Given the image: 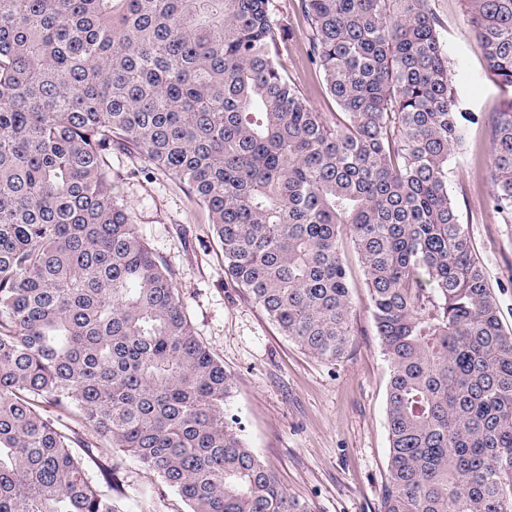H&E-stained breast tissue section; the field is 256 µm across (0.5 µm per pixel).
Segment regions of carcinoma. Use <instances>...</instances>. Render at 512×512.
Wrapping results in <instances>:
<instances>
[{
  "label": "carcinoma",
  "mask_w": 512,
  "mask_h": 512,
  "mask_svg": "<svg viewBox=\"0 0 512 512\" xmlns=\"http://www.w3.org/2000/svg\"><path fill=\"white\" fill-rule=\"evenodd\" d=\"M464 6L512 87V0ZM300 8L334 124L279 68L272 0H0V512H126L114 450L189 512H308L226 418L231 377L114 200V149L194 195L227 276L327 362L355 336L352 244L391 371L380 512H512V333L448 195L482 117L428 0ZM488 124L508 217L512 104Z\"/></svg>",
  "instance_id": "1"
}]
</instances>
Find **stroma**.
Instances as JSON below:
<instances>
[{"instance_id":"obj_1","label":"stroma","mask_w":512,"mask_h":512,"mask_svg":"<svg viewBox=\"0 0 512 512\" xmlns=\"http://www.w3.org/2000/svg\"><path fill=\"white\" fill-rule=\"evenodd\" d=\"M286 28L282 72L328 120L337 107L309 63L307 30L298 0H273ZM439 21L463 109L486 116L512 103V87L486 67L484 50L462 0H429ZM491 131L471 127L448 163V193L483 265L505 329L512 330V219L492 202ZM112 193L152 250L167 262L198 339L232 378L224 411L247 445L287 492L310 512H379L388 474L386 399L390 366L367 311L362 265L350 256L357 308L352 345L336 362L315 359L288 340L224 272V255L207 212L176 180L150 169L136 153L113 151ZM112 465L127 512H188L176 491L135 458L114 452Z\"/></svg>"}]
</instances>
